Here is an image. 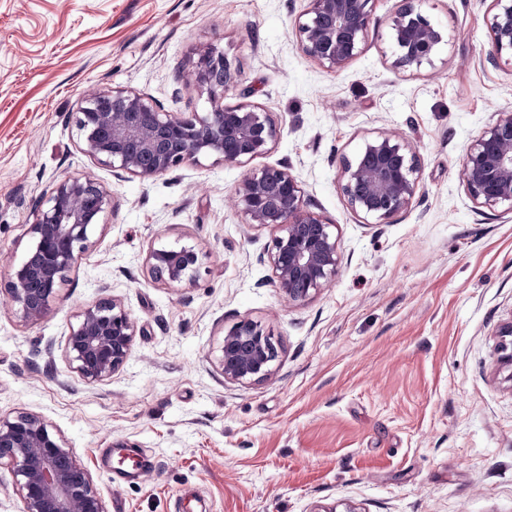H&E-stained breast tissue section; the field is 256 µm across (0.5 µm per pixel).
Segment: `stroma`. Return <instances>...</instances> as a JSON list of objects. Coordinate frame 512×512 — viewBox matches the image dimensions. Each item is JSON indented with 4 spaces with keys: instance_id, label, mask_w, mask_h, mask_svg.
I'll return each instance as SVG.
<instances>
[{
    "instance_id": "stroma-1",
    "label": "stroma",
    "mask_w": 512,
    "mask_h": 512,
    "mask_svg": "<svg viewBox=\"0 0 512 512\" xmlns=\"http://www.w3.org/2000/svg\"><path fill=\"white\" fill-rule=\"evenodd\" d=\"M400 0H376L364 49L331 72L299 48L306 0H0V281L32 244L36 202L89 178L110 205L49 315L25 324L0 293V415H41L90 472L105 512H512V211L459 180L512 67L490 61V0H422L448 34L434 66H391ZM235 72L228 106L278 132L245 165L205 160L119 179L83 150L87 93L119 88L164 112L210 111L190 87L196 49ZM416 152L411 209L376 224L350 207L343 158L379 133ZM288 166L334 224L339 273L303 303L279 290L275 235L235 205L250 171ZM195 247L192 284L152 279V245ZM118 298L138 333L123 367L85 383L65 342L78 312ZM261 324L279 346L264 382L225 381L224 334ZM111 459L146 472L120 486Z\"/></svg>"
}]
</instances>
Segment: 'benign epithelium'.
<instances>
[{
    "mask_svg": "<svg viewBox=\"0 0 512 512\" xmlns=\"http://www.w3.org/2000/svg\"><path fill=\"white\" fill-rule=\"evenodd\" d=\"M296 18L302 51L324 68L339 72L362 51L372 23L374 0H307ZM392 67L418 69L433 64L444 42L435 27L409 0L390 24ZM488 29L492 60L512 66V0H491ZM193 86L206 91L212 109L204 116L179 117L161 112L139 93L117 89L84 98L76 117L85 152L112 168L150 179L183 163L212 158L245 164L265 153L277 128L255 106L224 105L232 80L229 63L209 44L197 50ZM419 160L400 136L382 132L364 142L354 159L340 165L342 190L352 209L388 224L411 208L418 191ZM462 182L480 205L512 211V110L494 113L492 122L471 144L461 170ZM235 201L255 228L275 230L268 262L276 282L293 303L321 292L338 274L333 225L305 203L298 179L284 166L248 174L237 186ZM109 199L96 182L66 179L39 199L29 233L33 245L8 274L5 290L20 319H44L59 284L78 257L91 247L90 236ZM151 277L169 285L192 284L200 277L202 255L193 247H151ZM137 325L119 299L106 298L77 315L66 339V353L88 384L108 381L126 362ZM219 363L234 383L265 381L273 375L278 345L260 325L244 320L224 336ZM0 467L14 475L24 512H105L89 471L40 415L0 416Z\"/></svg>",
    "mask_w": 512,
    "mask_h": 512,
    "instance_id": "benign-epithelium-1",
    "label": "benign epithelium"
}]
</instances>
